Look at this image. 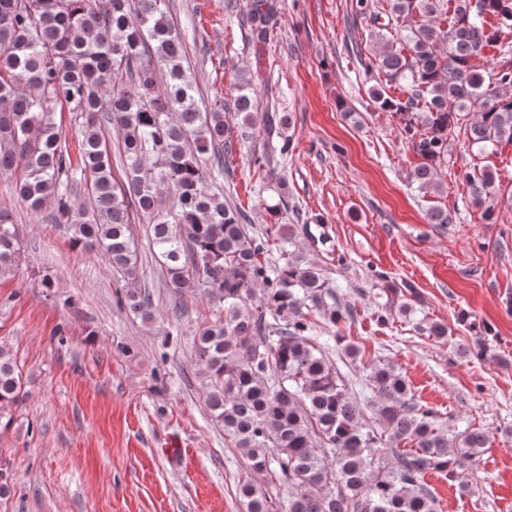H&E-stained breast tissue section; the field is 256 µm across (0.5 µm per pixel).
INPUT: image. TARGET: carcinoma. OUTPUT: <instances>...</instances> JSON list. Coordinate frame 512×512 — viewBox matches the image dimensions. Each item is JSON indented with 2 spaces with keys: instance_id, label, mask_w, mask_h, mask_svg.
I'll return each instance as SVG.
<instances>
[{
  "instance_id": "obj_1",
  "label": "carcinoma",
  "mask_w": 512,
  "mask_h": 512,
  "mask_svg": "<svg viewBox=\"0 0 512 512\" xmlns=\"http://www.w3.org/2000/svg\"><path fill=\"white\" fill-rule=\"evenodd\" d=\"M238 12L254 44L266 43L279 0H225ZM353 28L380 45L363 56L366 72L385 83L369 90L378 109L393 112L419 163L411 180L421 191L438 187L448 136L464 131L486 148L512 142V0H371L352 4ZM500 60L484 69L473 61L488 47ZM185 42L165 0H0V176L22 172L17 191L35 216L54 201L51 218L65 226L74 248L103 255L117 281L138 279L133 219L151 228L152 248L174 292L199 291L217 318L195 332L196 359L208 382L207 407L224 437L256 472L288 487L284 512H440L425 476L460 479L489 437L478 429L450 436L431 409L419 406L403 373L379 360L365 374L379 427L362 420L356 396L330 363L325 344L311 337L316 311L332 325L350 315L318 266L268 259L269 238L253 234L248 215L224 202V108L198 106L196 77L185 65ZM163 80L165 90L156 88ZM389 84L406 87L393 98ZM252 83L234 96L243 127L254 125ZM75 116L79 150L70 153L56 121V105ZM290 118L267 103L263 153L252 159L272 171L293 151ZM125 178L112 171L109 128ZM471 201L483 206L497 192L486 170L465 175ZM87 191L90 207L72 197ZM269 207L277 235L295 246L294 225ZM20 231L0 208V276L13 269ZM118 303L145 321L150 295L139 288ZM22 374L0 344V425L12 421ZM243 512H270L267 497L239 488Z\"/></svg>"
}]
</instances>
